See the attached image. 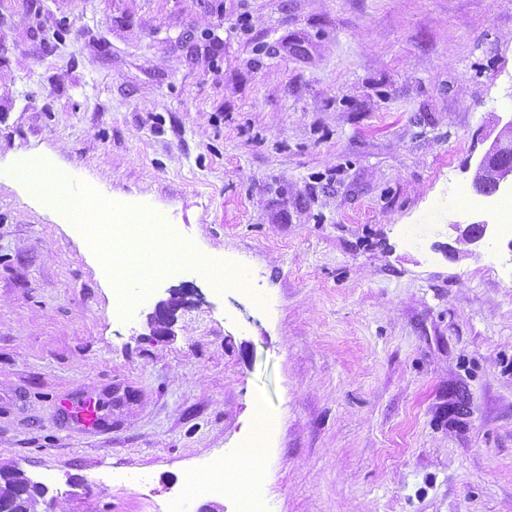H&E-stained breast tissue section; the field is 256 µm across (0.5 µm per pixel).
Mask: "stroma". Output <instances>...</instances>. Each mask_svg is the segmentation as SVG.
<instances>
[{"label":"stroma","instance_id":"stroma-1","mask_svg":"<svg viewBox=\"0 0 512 512\" xmlns=\"http://www.w3.org/2000/svg\"><path fill=\"white\" fill-rule=\"evenodd\" d=\"M510 121L512 0H0V463L55 512L222 457L264 512H512V209L455 201ZM57 197L176 234L115 268ZM182 305V297L180 293H175L166 301H161L157 304L154 312L153 321V332L156 335H162L167 326L173 322L177 311ZM64 410L75 423L85 428H96L99 424V407L93 398L84 399L75 405L63 401Z\"/></svg>","mask_w":512,"mask_h":512}]
</instances>
